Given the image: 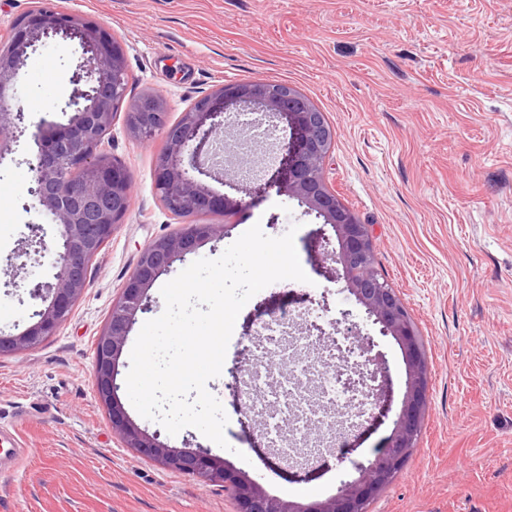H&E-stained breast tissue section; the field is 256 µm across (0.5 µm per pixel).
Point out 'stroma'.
<instances>
[{
    "label": "stroma",
    "mask_w": 512,
    "mask_h": 512,
    "mask_svg": "<svg viewBox=\"0 0 512 512\" xmlns=\"http://www.w3.org/2000/svg\"><path fill=\"white\" fill-rule=\"evenodd\" d=\"M58 10L98 22L122 45L128 100L161 95L169 124L222 84L280 82L301 91L333 129L323 174L342 203L372 230L375 265L411 317L429 368L428 411L404 469L368 512H512V0H50ZM84 60L75 41H42L28 50L14 87L26 136L0 162V259L47 245L40 260L0 266V333L15 335L41 301L30 292L52 280L58 229L31 205L30 138L62 109ZM113 159L130 172L129 214L89 265L70 317L38 345L0 357V420L26 444L17 463L0 465V512H237L232 491L159 466L113 433L94 382V345L139 252L184 224L153 188L166 144L132 138L124 112L106 135ZM240 199L225 224L173 263L149 289L129 333L159 317L163 285L193 262L215 259L252 226L271 237L296 228L306 281L283 280L240 311L220 375L208 391L228 417L220 447L193 427L170 435L130 408L122 353L118 391L133 422L161 443L201 448L258 482L269 494L311 502L334 494L373 458L393 429L373 410L309 463L267 447L257 421L240 412L242 352L252 323L282 311L329 323L348 315L375 343L400 405L402 352L382 336L339 281L330 260L333 229L305 214L277 187L255 192L231 175L205 180Z\"/></svg>",
    "instance_id": "obj_1"
}]
</instances>
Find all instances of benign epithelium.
Segmentation results:
<instances>
[{
    "instance_id": "benign-epithelium-1",
    "label": "benign epithelium",
    "mask_w": 512,
    "mask_h": 512,
    "mask_svg": "<svg viewBox=\"0 0 512 512\" xmlns=\"http://www.w3.org/2000/svg\"><path fill=\"white\" fill-rule=\"evenodd\" d=\"M78 40L85 58L79 66L87 89L68 99L67 123L51 122L32 134L37 147L28 161L38 209L60 228L55 282L38 283L31 297L44 307L35 321L16 335L0 336V356L17 353L56 333L87 286L88 267L128 215L132 200L129 171L103 149L116 110L126 97L127 65L120 43L96 22L60 11L49 4L36 6L14 25L0 44V161L13 152L24 130L23 108L10 86L27 50L50 38ZM246 107L265 112L270 120L286 123L288 140L271 144L275 170L262 190L274 183L288 196L332 226L343 267L344 290L365 308L380 332L393 337L403 351L406 388L387 443L365 464L358 476L345 481L336 494L302 504L266 492L248 475L233 470L210 454L171 448L132 421L118 396L116 365L148 290L173 262L193 251L217 231L216 224L188 222L174 235L161 236L139 254L133 273L112 305L104 331L94 349L96 395L106 407L112 431L140 455L162 467L195 476L207 486L233 489L238 512H366L368 502L388 487L404 468L422 428L428 407L429 373L415 325L396 293L375 270L369 225L336 197L326 184L323 165L333 138L324 114L305 95L284 83L255 80L225 84L199 99L170 125L167 104L146 94L128 105L126 126L135 139L164 135L166 149L155 175V189L165 207L181 218L212 212L229 215L237 202L217 195L200 177L234 162V137L224 138V159H214L217 132L227 125L230 111Z\"/></svg>"
}]
</instances>
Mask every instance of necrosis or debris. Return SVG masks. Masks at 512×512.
I'll list each match as a JSON object with an SVG mask.
<instances>
[{
    "label": "necrosis or debris",
    "mask_w": 512,
    "mask_h": 512,
    "mask_svg": "<svg viewBox=\"0 0 512 512\" xmlns=\"http://www.w3.org/2000/svg\"><path fill=\"white\" fill-rule=\"evenodd\" d=\"M291 312L260 320L247 350L250 367L242 399L249 416L275 418L272 405L257 406L249 394L268 388L287 399L295 432L288 450L308 458L333 447L338 434L357 429L369 416L374 380L364 337L327 331L310 321L308 337L295 336Z\"/></svg>",
    "instance_id": "1"
}]
</instances>
